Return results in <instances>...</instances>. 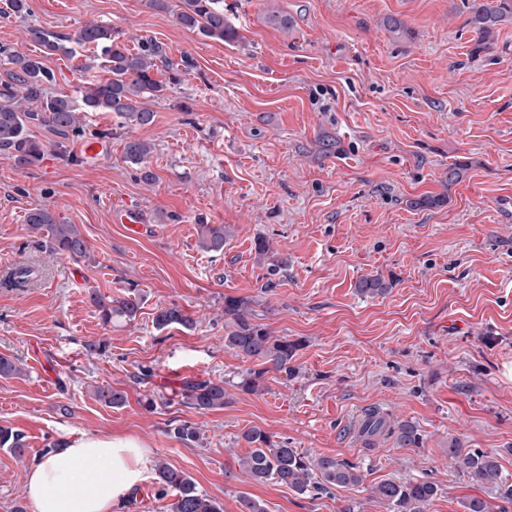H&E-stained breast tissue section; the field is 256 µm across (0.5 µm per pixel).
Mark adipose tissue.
I'll return each mask as SVG.
<instances>
[{
    "label": "adipose tissue",
    "mask_w": 512,
    "mask_h": 512,
    "mask_svg": "<svg viewBox=\"0 0 512 512\" xmlns=\"http://www.w3.org/2000/svg\"><path fill=\"white\" fill-rule=\"evenodd\" d=\"M146 450L129 437H83L30 471L35 512H115L147 479Z\"/></svg>",
    "instance_id": "ef3b65f1"
}]
</instances>
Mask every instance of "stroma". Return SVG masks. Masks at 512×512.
<instances>
[{"label":"stroma","mask_w":512,"mask_h":512,"mask_svg":"<svg viewBox=\"0 0 512 512\" xmlns=\"http://www.w3.org/2000/svg\"><path fill=\"white\" fill-rule=\"evenodd\" d=\"M224 15L238 33L224 43L147 0H27L25 15H0V46L42 57L52 95L89 80L91 52L43 55L27 27L70 37L101 22L133 49L153 39L170 63L153 124L93 113L63 156L33 128L49 150L25 170L0 150V355L26 371L0 377V426L28 443L21 458L0 448V512H35L32 466L85 436L137 439L149 465L185 471L224 512H241L244 496L268 512H387L373 486L408 479L437 484L427 512H464L479 490L452 468L451 441L496 454L512 477V24L479 52L465 0H224ZM102 130L110 151L86 157ZM131 135L154 146L153 183L122 159ZM454 163L465 169L450 184ZM435 195L447 203L418 206ZM39 204L79 225L90 260L48 253L26 222ZM126 207L144 211L147 232L114 223ZM205 224L232 228L223 253L200 250ZM260 238L286 267L258 262ZM19 260L40 271L31 287L3 282ZM374 275L389 291L359 294ZM92 288L139 292L136 318L103 325ZM228 296L251 300L272 335L301 340L294 377L272 370L260 392L235 387L253 362L224 345ZM170 304L195 327L156 330ZM190 379L226 381L223 408L180 404ZM102 385L125 391V405L98 402ZM372 412L414 425L421 443L366 445ZM180 422L200 441L173 437ZM254 427L360 466L362 484L300 496L254 482L239 465Z\"/></svg>","instance_id":"1"}]
</instances>
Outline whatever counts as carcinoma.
Listing matches in <instances>:
<instances>
[{
    "label": "carcinoma",
    "instance_id": "cac0c4a2",
    "mask_svg": "<svg viewBox=\"0 0 512 512\" xmlns=\"http://www.w3.org/2000/svg\"><path fill=\"white\" fill-rule=\"evenodd\" d=\"M469 23L479 35L475 50L485 48V40L493 28L502 22L512 23V0H467ZM178 23L198 32L201 36L221 41L236 39V30L224 18V0H181L176 14ZM26 34L30 40L52 55L69 56L73 48L69 43L94 49L102 75L85 83L74 97L50 95L46 85L54 79L53 73L41 59L15 54L0 46V55L13 65L10 81L0 85V149L12 154L16 165L22 169L40 162L47 145L32 134L34 127H43L60 137L54 147L63 150L64 140L82 132V116L90 112H114L127 122L143 126L152 123L154 112L146 107L145 99L164 95L167 84L155 78L160 72L158 62L162 51L151 40H142L136 51H131L122 40L123 32L112 26L88 23L81 27L74 38L49 33L39 27L29 26ZM152 147L139 138H129L124 143V161L137 166L146 181L154 179L148 167ZM34 232L46 234L50 240V254L67 255L75 259H90V250L80 228L61 222L52 209L46 206L31 208L26 218ZM230 237V228L224 224H205L199 238V247L208 253L224 252V241ZM390 284L380 276L362 279L359 291L366 296L383 295ZM89 300L96 307L101 322L110 325L115 320H133L140 310L142 298L135 292L112 298L96 291L89 292ZM224 316L231 330L224 336V346L236 354L258 362L260 368L250 369L241 376L239 386L247 392L259 390L261 380L270 371L291 377V361L301 348L298 340L286 336H272L260 325L253 323L254 310L244 298H224ZM154 327L161 331L175 326L191 329L196 320L185 315L176 305L160 308L154 318ZM224 381L198 379L185 382L180 395L182 402L205 413L224 408ZM94 397L112 408L122 407L126 392L119 389L98 388ZM173 435L184 442H196L198 428L188 422L172 428ZM362 432L369 438L378 435L395 437L407 446L421 442L418 430L407 423L391 425L385 417L373 412L368 414ZM250 444V452L241 459V465L251 479L259 484L283 485L304 496L314 491H327L333 486H358L363 475L357 466L334 456H312L297 448L279 445L261 429L253 428L243 434ZM0 448L22 456L27 449L23 432L0 426ZM448 457L461 473L480 485L483 492L512 498V484H507L497 457L480 449H468L454 441L448 446ZM159 492L173 493V512H222L220 503L199 490L187 473L160 464L155 469ZM438 494V485L427 480L396 483L385 480L373 487V495L384 501L390 512H426L427 506Z\"/></svg>",
    "mask_w": 512,
    "mask_h": 512
}]
</instances>
